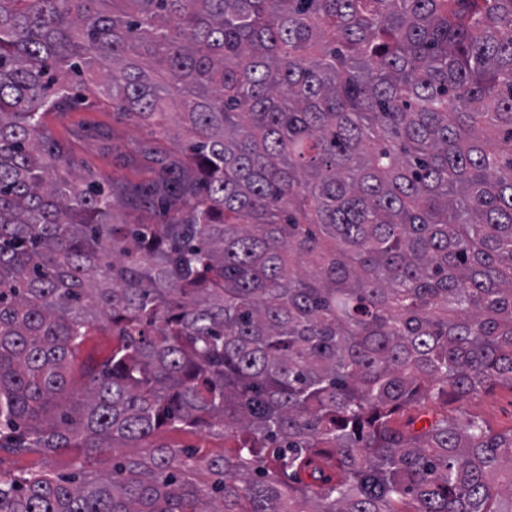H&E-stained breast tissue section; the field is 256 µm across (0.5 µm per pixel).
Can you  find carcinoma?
<instances>
[{
  "instance_id": "1",
  "label": "carcinoma",
  "mask_w": 512,
  "mask_h": 512,
  "mask_svg": "<svg viewBox=\"0 0 512 512\" xmlns=\"http://www.w3.org/2000/svg\"><path fill=\"white\" fill-rule=\"evenodd\" d=\"M94 70L189 154L81 171L44 116ZM493 384L512 0H0V449L81 457L0 512H512V430L461 407ZM111 344V336H103L100 333L89 336L75 360V372L79 374L83 364L90 360H103L109 354ZM151 441L175 448H201L203 451L213 454H219L224 450V442L222 440L212 438L202 430H170L162 428L153 435Z\"/></svg>"
}]
</instances>
